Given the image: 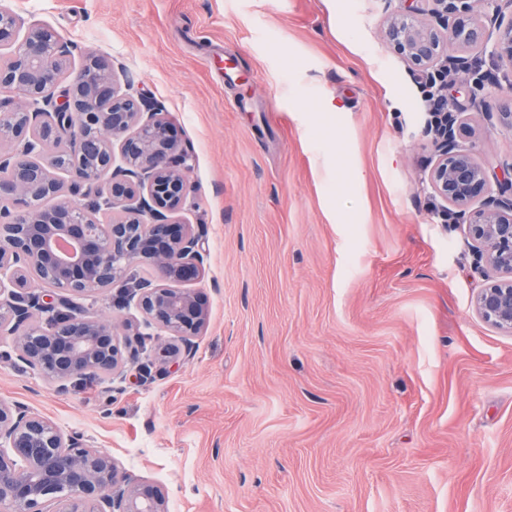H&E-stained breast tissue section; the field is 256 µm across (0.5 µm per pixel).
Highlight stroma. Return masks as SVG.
I'll list each match as a JSON object with an SVG mask.
<instances>
[{
    "mask_svg": "<svg viewBox=\"0 0 512 512\" xmlns=\"http://www.w3.org/2000/svg\"><path fill=\"white\" fill-rule=\"evenodd\" d=\"M154 97L192 160L208 320L65 390L0 359V400L164 486L169 512H512V334L470 302L462 225L431 189L426 76L386 43L403 0H0ZM512 160V73L480 108Z\"/></svg>",
    "mask_w": 512,
    "mask_h": 512,
    "instance_id": "35a3bbf8",
    "label": "stroma"
}]
</instances>
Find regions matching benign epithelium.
I'll return each instance as SVG.
<instances>
[{"mask_svg":"<svg viewBox=\"0 0 512 512\" xmlns=\"http://www.w3.org/2000/svg\"><path fill=\"white\" fill-rule=\"evenodd\" d=\"M409 0L385 38L414 70L448 72V46L490 48L512 68V0ZM74 46L48 24L27 23L0 8V112L22 114L0 140V357L16 358L59 386L88 376L110 378L139 351L120 338L133 330L161 358L175 355L163 334L186 348L208 316L202 292L204 230L187 222L192 206L190 156L172 122L149 95L120 90L110 65L87 55L70 69ZM475 132L451 117L434 133L428 181L456 222L466 226L485 266L471 299L475 313L512 333V161L493 172L472 144ZM76 161L56 175V146ZM6 150H1V146ZM499 185L493 194L492 183ZM53 204H47V201ZM144 267L150 278L132 272ZM34 270L40 286L21 272ZM113 303L142 320L123 327L86 305L102 287ZM29 324L21 335L17 327ZM0 512H168V494L119 469L112 458L18 404L0 401Z\"/></svg>","mask_w":512,"mask_h":512,"instance_id":"7a95c632","label":"benign epithelium"}]
</instances>
